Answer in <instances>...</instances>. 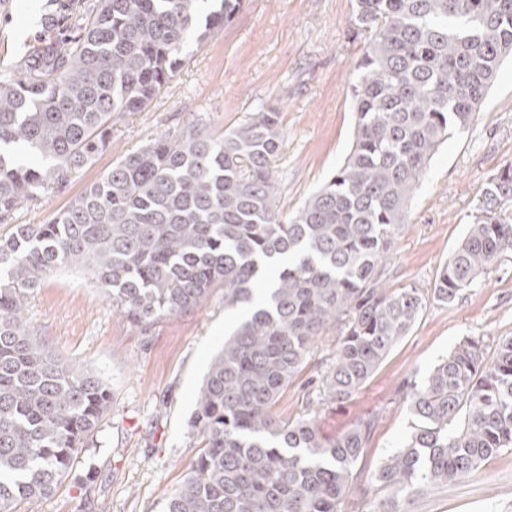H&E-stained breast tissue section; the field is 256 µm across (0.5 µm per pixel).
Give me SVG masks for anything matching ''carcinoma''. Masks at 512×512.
Returning <instances> with one entry per match:
<instances>
[{"instance_id":"obj_1","label":"carcinoma","mask_w":512,"mask_h":512,"mask_svg":"<svg viewBox=\"0 0 512 512\" xmlns=\"http://www.w3.org/2000/svg\"><path fill=\"white\" fill-rule=\"evenodd\" d=\"M241 3L39 4L59 35L0 71V224L64 189L107 149L112 121L144 111ZM349 35L363 42L353 145L294 212L276 204L280 112L262 107L219 136L184 121L47 222L0 235V512L49 496L111 407L107 385L53 354L27 316L28 294L65 266L144 331L213 288L224 308L248 307L198 391L188 425L202 450L166 512H343L375 418L326 439L317 407L352 398L422 310L417 289L386 287V267L433 156L473 125L512 57V0H353ZM509 253L512 162L488 180L434 299L453 304ZM327 335L305 412L281 418L276 402ZM401 400L411 431L372 482L405 503L512 448V336L490 361L482 339L464 338Z\"/></svg>"}]
</instances>
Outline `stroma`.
<instances>
[{"label":"stroma","mask_w":512,"mask_h":512,"mask_svg":"<svg viewBox=\"0 0 512 512\" xmlns=\"http://www.w3.org/2000/svg\"><path fill=\"white\" fill-rule=\"evenodd\" d=\"M39 0H13L0 11V66L45 32L33 16ZM351 0H244L240 11L202 45L141 112L113 122L111 143L71 176L67 187L41 202L22 204L17 224H40L113 162L188 116L217 134L262 106L277 107L286 146L276 166L278 202L291 213L349 152L355 117L349 89L357 76L360 42L348 35ZM512 162V61L500 66L477 119L454 134L433 157L410 208L409 229L398 239L386 270L393 288H414L421 314L376 373L349 401L320 405L316 423L333 437L373 415L376 429L357 466L358 484L344 512H369L373 502L392 503L390 490L371 476L408 435L411 414L398 390L423 382L460 340L483 338L487 350L512 336V255L501 258L448 306L433 298L438 267L465 234L482 202L487 180ZM39 338L61 359L90 371L112 391L101 432L82 450L76 473L94 470L81 486L64 478L55 492L20 506L19 512H165L200 452L188 428L198 390L224 337L241 319L224 308V291L143 331L112 308L91 276L65 267L27 298ZM406 512H512V450L484 461L469 478L433 493L414 495Z\"/></svg>","instance_id":"obj_1"}]
</instances>
